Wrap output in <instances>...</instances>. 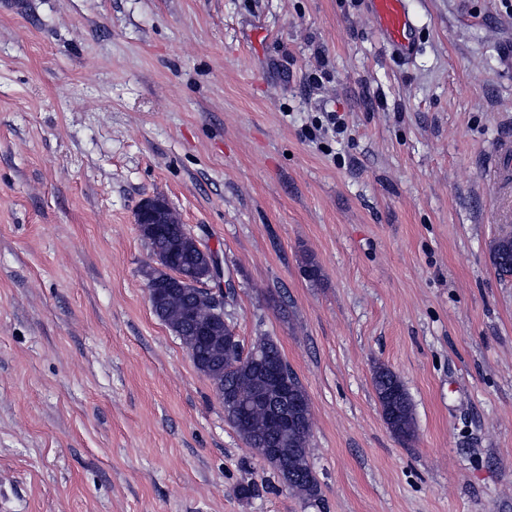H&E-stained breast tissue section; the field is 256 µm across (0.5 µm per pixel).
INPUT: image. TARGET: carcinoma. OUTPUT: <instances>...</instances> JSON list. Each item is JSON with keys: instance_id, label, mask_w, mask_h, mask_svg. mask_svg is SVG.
Here are the masks:
<instances>
[{"instance_id": "carcinoma-1", "label": "carcinoma", "mask_w": 512, "mask_h": 512, "mask_svg": "<svg viewBox=\"0 0 512 512\" xmlns=\"http://www.w3.org/2000/svg\"><path fill=\"white\" fill-rule=\"evenodd\" d=\"M180 235V225L167 224L164 230L153 234L148 240L152 254L169 249L172 240ZM493 265L499 274L512 275V231L502 232L490 250ZM224 299V291L214 293L200 291V296L191 299L194 322L186 323L182 318L185 298L171 293L153 307L155 315L179 338L189 352L194 365L215 386L224 405V416L237 430L242 439L253 449L266 446L274 440L268 411L258 397L267 390L266 364L281 363L283 376L277 384L288 390V394L304 399L305 390L285 360L278 344L268 337L258 338L250 347H245L231 326L214 318L210 296ZM254 351L262 357L255 362L247 356ZM372 383L380 406L387 416L386 423L391 432L402 438L411 436L413 429L412 404L397 375L384 365L374 367ZM312 430V418L298 421L295 430L288 434V447L294 449L296 468L294 478L288 483L295 495L310 503L319 499L320 487L309 460L308 442Z\"/></svg>"}]
</instances>
